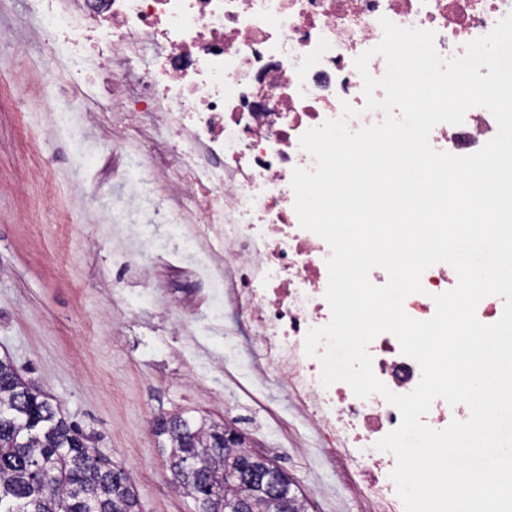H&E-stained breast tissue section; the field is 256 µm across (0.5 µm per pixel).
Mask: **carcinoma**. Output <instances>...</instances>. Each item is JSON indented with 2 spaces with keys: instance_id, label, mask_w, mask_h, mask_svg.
Instances as JSON below:
<instances>
[{
  "instance_id": "1",
  "label": "carcinoma",
  "mask_w": 512,
  "mask_h": 512,
  "mask_svg": "<svg viewBox=\"0 0 512 512\" xmlns=\"http://www.w3.org/2000/svg\"><path fill=\"white\" fill-rule=\"evenodd\" d=\"M168 468L194 512H220L222 489L207 484L226 476V489L250 501L251 512H281L279 498L255 492L234 475L232 455L215 447L224 425L171 415ZM124 470L70 424L60 404L30 387L13 361L0 357V512H138Z\"/></svg>"
}]
</instances>
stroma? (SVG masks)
Here are the masks:
<instances>
[{
	"mask_svg": "<svg viewBox=\"0 0 512 512\" xmlns=\"http://www.w3.org/2000/svg\"><path fill=\"white\" fill-rule=\"evenodd\" d=\"M28 0H0V356L51 394L113 463L128 472L139 512H192L171 482L154 416L185 412L239 430L306 493L308 512H384L355 475L316 448L285 390L255 391L243 373L249 339L237 345L207 325L218 304L184 256L172 271L152 252L151 286L131 292L112 269L113 236L84 223L80 190L100 188L141 223L144 190L171 206L165 181H122L102 149L119 115L108 105L82 121L85 136L64 139L54 110L67 108L46 71L52 60L31 40Z\"/></svg>",
	"mask_w": 512,
	"mask_h": 512,
	"instance_id": "1",
	"label": "stroma"
}]
</instances>
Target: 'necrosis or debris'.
Listing matches in <instances>:
<instances>
[{
    "mask_svg": "<svg viewBox=\"0 0 512 512\" xmlns=\"http://www.w3.org/2000/svg\"><path fill=\"white\" fill-rule=\"evenodd\" d=\"M34 38L65 55L69 74L52 72L70 89L68 126L88 92L99 90L113 111L138 108L142 140L160 148L156 172L169 195L189 203L199 222L169 224L170 237L209 260L207 278L225 307L248 324V379L289 389L321 446L345 465L361 464L368 492L400 507L390 478L392 454L374 444L401 422L381 395L361 399L351 387L320 383L321 367L304 349L307 332L331 317L324 298L328 244L300 227L291 174L309 168L299 146L309 128L360 109L351 129L381 121L365 111L355 58L380 43L381 18L432 30L442 58L463 55L468 41L489 34L512 12V0H30ZM498 131L489 110L470 108L462 124L436 125L433 148L455 155L480 150ZM457 276L439 263L422 277L424 293L405 310L426 320L433 295ZM373 371L391 391L411 392L419 365L397 338L369 345Z\"/></svg>",
    "mask_w": 512,
    "mask_h": 512,
    "instance_id": "4bbe7bcc",
    "label": "necrosis or debris"
}]
</instances>
